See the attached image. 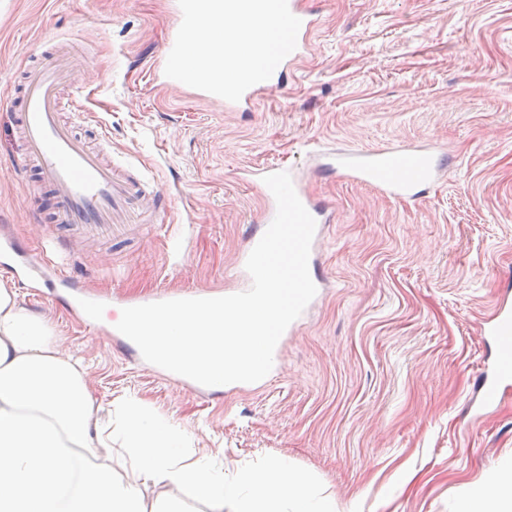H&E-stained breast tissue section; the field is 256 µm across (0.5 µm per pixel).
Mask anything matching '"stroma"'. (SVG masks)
Masks as SVG:
<instances>
[{"label": "stroma", "mask_w": 512, "mask_h": 512, "mask_svg": "<svg viewBox=\"0 0 512 512\" xmlns=\"http://www.w3.org/2000/svg\"><path fill=\"white\" fill-rule=\"evenodd\" d=\"M322 21L287 86L226 112L159 90L151 64L169 0H0V234L38 254L69 233L35 172L20 173L10 99L62 47L83 87L63 119L143 179L140 234L77 243L66 270L130 296L229 287L263 207L240 168L297 167L332 206L322 271L332 283L249 389L201 398L18 289L84 359L102 405L138 398L224 460L283 457L341 512H458L512 457V391L471 417L487 356L478 319L512 277V0H313ZM435 142L445 164L424 200L380 195L317 167L313 146Z\"/></svg>", "instance_id": "stroma-1"}]
</instances>
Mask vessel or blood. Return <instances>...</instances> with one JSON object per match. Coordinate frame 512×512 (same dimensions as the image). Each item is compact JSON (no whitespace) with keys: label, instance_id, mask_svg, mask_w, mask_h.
I'll return each mask as SVG.
<instances>
[{"label":"vessel or blood","instance_id":"b4317fda","mask_svg":"<svg viewBox=\"0 0 512 512\" xmlns=\"http://www.w3.org/2000/svg\"><path fill=\"white\" fill-rule=\"evenodd\" d=\"M293 15L301 21L297 46L277 67L272 77L247 89L241 99L231 102L217 95L195 90L196 98L216 103L227 112L252 109L264 93L286 87L288 73L309 53L311 35L319 15L305 0H288ZM66 79V60L29 68L23 87L10 104L15 111L16 129L22 143L20 165L35 170L55 201V220L82 234L125 235L126 220L141 197L140 183L116 174L110 163L63 122L59 112ZM432 144L407 143L369 150L325 151L318 159L323 167L346 179L374 187L394 199L420 198L428 184L436 182L441 165ZM293 186L302 204L316 222L309 262L317 264L325 233L333 221L328 205L307 191L303 175L290 168ZM0 268L10 272L33 290L52 289L56 301L74 321H82L85 305H115L121 308L177 299L174 291L162 290L131 298L94 295L50 258L22 249L14 240L0 239ZM477 331L494 347L489 370L479 384L480 403L491 406L494 399L512 389V284L504 283L493 313L479 319Z\"/></svg>","mask_w":512,"mask_h":512}]
</instances>
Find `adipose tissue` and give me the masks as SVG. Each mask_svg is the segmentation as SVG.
Returning <instances> with one entry per match:
<instances>
[{
	"label": "adipose tissue",
	"mask_w": 512,
	"mask_h": 512,
	"mask_svg": "<svg viewBox=\"0 0 512 512\" xmlns=\"http://www.w3.org/2000/svg\"><path fill=\"white\" fill-rule=\"evenodd\" d=\"M176 495L146 501L147 485ZM464 512H512V463ZM0 512H336L284 458L225 473L138 400L102 407L81 358L0 281Z\"/></svg>",
	"instance_id": "ef3b65f1"
}]
</instances>
